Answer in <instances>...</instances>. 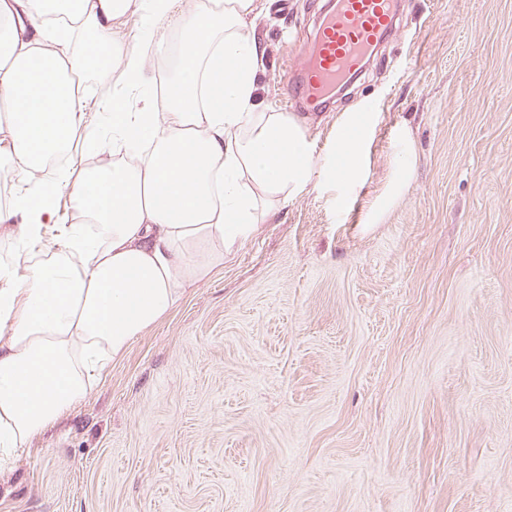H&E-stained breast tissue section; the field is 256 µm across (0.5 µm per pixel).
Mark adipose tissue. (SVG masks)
Instances as JSON below:
<instances>
[{
	"instance_id": "1",
	"label": "adipose tissue",
	"mask_w": 512,
	"mask_h": 512,
	"mask_svg": "<svg viewBox=\"0 0 512 512\" xmlns=\"http://www.w3.org/2000/svg\"><path fill=\"white\" fill-rule=\"evenodd\" d=\"M258 7L0 0V154L30 183L0 206V231L16 248L0 263V460L76 409L256 225L310 189L341 200L364 181L374 113H343L318 154L298 119L261 108V52L244 29ZM131 12L142 27L118 42ZM89 67L111 79L112 98L88 147H111L114 159L58 165L88 123L75 80ZM414 170L404 128L368 223ZM64 187L75 202L66 224L55 205Z\"/></svg>"
}]
</instances>
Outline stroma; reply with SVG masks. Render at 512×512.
Segmentation results:
<instances>
[{"label": "stroma", "mask_w": 512, "mask_h": 512, "mask_svg": "<svg viewBox=\"0 0 512 512\" xmlns=\"http://www.w3.org/2000/svg\"><path fill=\"white\" fill-rule=\"evenodd\" d=\"M246 26L286 109L323 0ZM316 150L373 112L365 182L294 198L0 466V512H512V0H401ZM415 175L379 223L401 127Z\"/></svg>", "instance_id": "stroma-1"}]
</instances>
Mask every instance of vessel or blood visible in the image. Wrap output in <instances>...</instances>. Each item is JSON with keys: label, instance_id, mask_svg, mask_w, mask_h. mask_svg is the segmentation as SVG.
<instances>
[{"label": "vessel or blood", "instance_id": "1", "mask_svg": "<svg viewBox=\"0 0 512 512\" xmlns=\"http://www.w3.org/2000/svg\"><path fill=\"white\" fill-rule=\"evenodd\" d=\"M399 0H333L313 34L316 53L303 69L310 104H318L354 74L396 18Z\"/></svg>", "mask_w": 512, "mask_h": 512}]
</instances>
